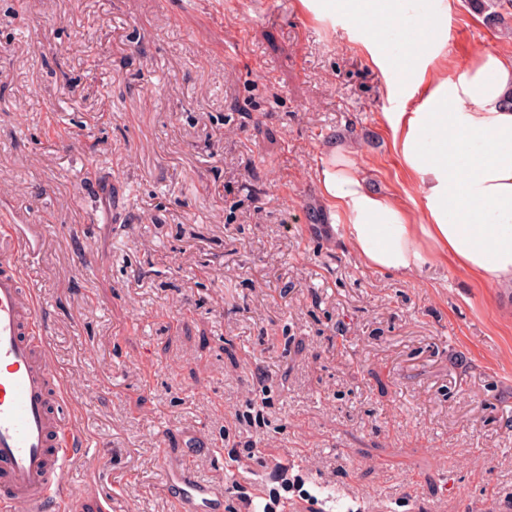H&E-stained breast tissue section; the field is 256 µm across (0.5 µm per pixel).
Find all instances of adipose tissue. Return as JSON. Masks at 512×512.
I'll use <instances>...</instances> for the list:
<instances>
[{"mask_svg":"<svg viewBox=\"0 0 512 512\" xmlns=\"http://www.w3.org/2000/svg\"><path fill=\"white\" fill-rule=\"evenodd\" d=\"M364 19L416 18L419 39L398 61L424 100L385 119L407 175L408 198L366 185L348 150L331 152L322 196L351 251L379 272L409 275L452 259L467 276L512 291V51H485L458 77L446 75L452 0H350Z\"/></svg>","mask_w":512,"mask_h":512,"instance_id":"obj_1","label":"adipose tissue"}]
</instances>
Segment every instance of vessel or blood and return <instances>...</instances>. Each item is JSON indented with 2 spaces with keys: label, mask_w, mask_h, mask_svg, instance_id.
Instances as JSON below:
<instances>
[{
  "label": "vessel or blood",
  "mask_w": 512,
  "mask_h": 512,
  "mask_svg": "<svg viewBox=\"0 0 512 512\" xmlns=\"http://www.w3.org/2000/svg\"><path fill=\"white\" fill-rule=\"evenodd\" d=\"M29 238L0 230V512H109L97 498L69 501L78 434L65 422L60 380L47 360L37 321V300L20 258ZM165 490L178 512H224L221 488L198 480L189 456L169 470Z\"/></svg>",
  "instance_id": "vessel-or-blood-1"
}]
</instances>
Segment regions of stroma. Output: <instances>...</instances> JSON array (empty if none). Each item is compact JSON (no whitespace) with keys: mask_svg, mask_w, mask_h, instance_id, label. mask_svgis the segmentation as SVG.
Wrapping results in <instances>:
<instances>
[{"mask_svg":"<svg viewBox=\"0 0 512 512\" xmlns=\"http://www.w3.org/2000/svg\"><path fill=\"white\" fill-rule=\"evenodd\" d=\"M365 31L300 0H0V221L38 236L76 495L175 512L190 444L225 512H512V295L306 219L339 145L417 194L385 115L421 97ZM503 44L454 0L449 76Z\"/></svg>","mask_w":512,"mask_h":512,"instance_id":"1","label":"stroma"}]
</instances>
